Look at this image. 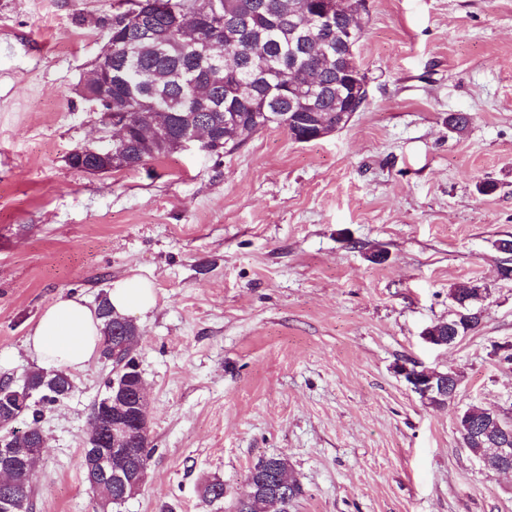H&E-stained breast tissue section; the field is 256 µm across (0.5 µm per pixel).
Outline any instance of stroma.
<instances>
[{
  "instance_id": "35a3bbf8",
  "label": "stroma",
  "mask_w": 512,
  "mask_h": 512,
  "mask_svg": "<svg viewBox=\"0 0 512 512\" xmlns=\"http://www.w3.org/2000/svg\"><path fill=\"white\" fill-rule=\"evenodd\" d=\"M129 7L0 0V380L39 367L25 339L59 297L94 307L133 275L156 296L134 318L145 483L105 508L84 480L112 376L96 356L43 411L33 512H232L272 455L303 488L290 512H512V473L457 426L472 406L512 418V0H365L368 93L343 129L91 175L68 163L103 144L79 84ZM459 282L481 288L482 321L433 347L422 333ZM411 362L456 374L455 400L423 402L398 371ZM213 479L222 501L202 496Z\"/></svg>"
}]
</instances>
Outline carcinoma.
<instances>
[{
  "label": "carcinoma",
  "instance_id": "1",
  "mask_svg": "<svg viewBox=\"0 0 512 512\" xmlns=\"http://www.w3.org/2000/svg\"><path fill=\"white\" fill-rule=\"evenodd\" d=\"M195 0H167L168 10L152 17L159 35L150 43L144 36L120 26L121 15L112 17V111L126 114L125 140L105 146L112 152V169H135L149 160L179 150V139L191 123L210 129L206 152L220 154L226 146L238 144L265 129L264 113L287 115L284 130L297 135L315 115L336 120V113L357 112L362 99L348 95L339 85L338 74L360 68L357 56L336 55V40L353 20L362 0H338L333 24L311 22L320 0H210V21L199 35L179 31L176 18L192 12ZM224 44L220 69L202 57V41ZM234 71L251 85V93L237 98L225 83ZM101 319L100 356L123 368L134 378L138 326L113 313L108 297L98 303ZM69 374L58 369H33L23 387L0 382V428L12 431V424L25 416L23 441L31 443L43 433L39 425L41 407L53 405L71 391ZM138 448L137 465L147 472L151 456L149 432L133 430ZM96 446L84 441L81 467L85 481L98 495L102 507L128 499L112 479L97 475L93 467ZM35 462L12 467L0 482V501L10 498L21 512H33L30 471ZM253 482L271 472H291L288 458H261L251 468ZM262 493L240 498L233 512H268Z\"/></svg>",
  "mask_w": 512,
  "mask_h": 512
}]
</instances>
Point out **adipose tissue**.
<instances>
[{
	"label": "adipose tissue",
	"instance_id": "adipose-tissue-1",
	"mask_svg": "<svg viewBox=\"0 0 512 512\" xmlns=\"http://www.w3.org/2000/svg\"><path fill=\"white\" fill-rule=\"evenodd\" d=\"M109 301L119 315L144 314L155 305L154 288L147 279L131 276L113 283ZM100 327L95 309L61 297L40 316L26 345L45 365L79 368L95 355Z\"/></svg>",
	"mask_w": 512,
	"mask_h": 512
}]
</instances>
